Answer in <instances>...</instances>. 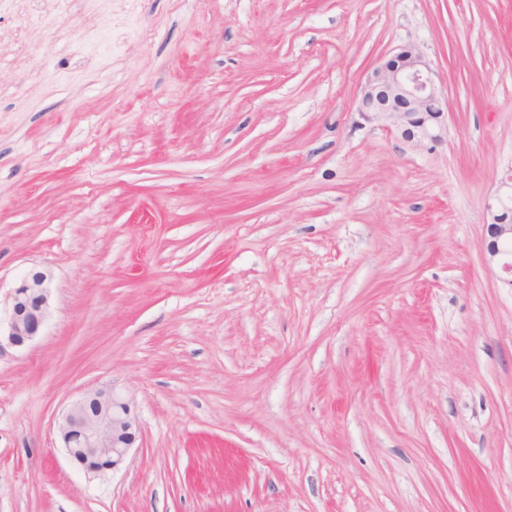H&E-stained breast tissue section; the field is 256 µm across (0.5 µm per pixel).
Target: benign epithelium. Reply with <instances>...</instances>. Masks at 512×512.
Segmentation results:
<instances>
[{"label":"benign epithelium","instance_id":"7a95c632","mask_svg":"<svg viewBox=\"0 0 512 512\" xmlns=\"http://www.w3.org/2000/svg\"><path fill=\"white\" fill-rule=\"evenodd\" d=\"M446 99L436 88L432 69L414 45L382 58L362 87V119L390 131L414 146L440 140ZM500 190L486 204V253L512 275V168L500 178ZM51 303L48 278L31 272L14 288L9 317L0 323V351L31 345L45 327ZM62 447L87 474L115 469L140 440L131 400L111 388L88 391L71 403L58 422Z\"/></svg>","mask_w":512,"mask_h":512}]
</instances>
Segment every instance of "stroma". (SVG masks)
I'll list each match as a JSON object with an SVG mask.
<instances>
[{"instance_id": "obj_1", "label": "stroma", "mask_w": 512, "mask_h": 512, "mask_svg": "<svg viewBox=\"0 0 512 512\" xmlns=\"http://www.w3.org/2000/svg\"><path fill=\"white\" fill-rule=\"evenodd\" d=\"M412 44L439 144L360 120ZM512 0H0V512H512ZM129 395L100 477L57 424ZM500 191L486 204V253L490 262H500L504 272L512 277V168L500 178ZM51 303L48 278L41 271L31 272L14 288L9 317H0V354L6 347L22 349L31 345L45 327Z\"/></svg>"}]
</instances>
